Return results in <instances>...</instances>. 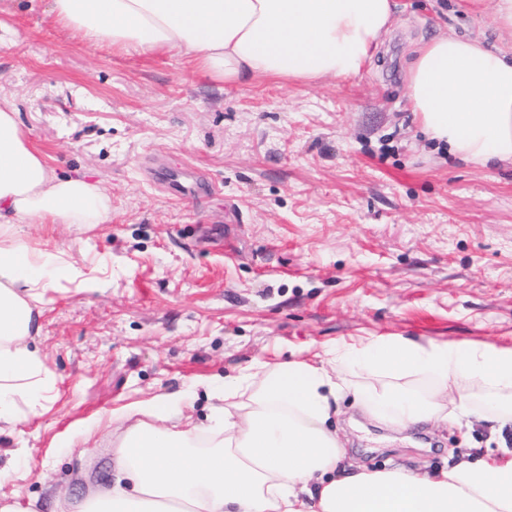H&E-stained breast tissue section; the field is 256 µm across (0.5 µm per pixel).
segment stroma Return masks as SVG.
<instances>
[{"mask_svg": "<svg viewBox=\"0 0 512 512\" xmlns=\"http://www.w3.org/2000/svg\"><path fill=\"white\" fill-rule=\"evenodd\" d=\"M397 0L355 77L214 81L166 56L117 57L58 30L49 0H0V100L55 173L104 187L103 224L18 226L62 255L30 346L56 380L0 428V498L51 512L111 485L112 438L78 427L173 391L207 424L208 384L257 362L404 336L512 348V165L428 139L405 75L421 38L501 43L493 0ZM349 458L432 471L499 452L496 423L406 428L341 399Z\"/></svg>", "mask_w": 512, "mask_h": 512, "instance_id": "1", "label": "stroma"}]
</instances>
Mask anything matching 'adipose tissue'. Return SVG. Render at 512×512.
<instances>
[{
  "label": "adipose tissue",
  "instance_id": "obj_1",
  "mask_svg": "<svg viewBox=\"0 0 512 512\" xmlns=\"http://www.w3.org/2000/svg\"><path fill=\"white\" fill-rule=\"evenodd\" d=\"M394 0H50L60 28L113 54L163 53L204 77L239 84L350 78L377 54ZM408 101L432 140L480 164L512 165V44L455 35L420 42ZM105 189L60 177L0 102V424L18 399L50 400L55 382L27 340L50 286L51 254L17 235L19 221L102 224ZM347 366L378 384L337 382ZM512 425V348L451 347L403 336L332 347L320 365L259 364L225 377L212 434L184 422L186 396L163 394L112 412V465L123 483L67 504L68 512H512V450L460 455L415 473L345 465L332 427L345 394L398 426L480 416Z\"/></svg>",
  "mask_w": 512,
  "mask_h": 512
}]
</instances>
